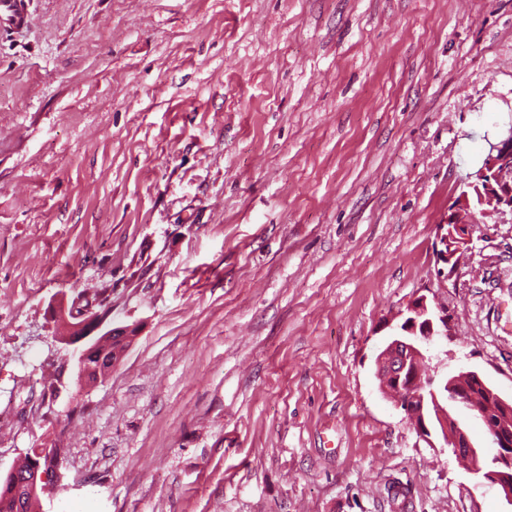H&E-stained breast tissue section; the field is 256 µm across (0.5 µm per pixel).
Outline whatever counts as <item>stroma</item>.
<instances>
[{"instance_id": "obj_1", "label": "stroma", "mask_w": 512, "mask_h": 512, "mask_svg": "<svg viewBox=\"0 0 512 512\" xmlns=\"http://www.w3.org/2000/svg\"><path fill=\"white\" fill-rule=\"evenodd\" d=\"M0 30V475L39 512H512L376 357L512 402V215L437 226L512 130V0H22ZM136 337L80 387L58 299ZM408 494L391 500L389 485ZM434 310L426 295L414 298L406 307L403 322L397 331L390 335L376 357L377 375L383 390L398 406L416 410L419 420L414 428L420 437L428 440L434 418L443 423L447 410L442 405L466 402L457 384L460 380L470 378L482 383L490 394L503 406H508L495 391L487 388L482 375L473 370L460 371L448 377L438 386L433 380L422 375L426 356L423 350L437 336L448 333V312L440 307ZM445 422V421H444ZM36 462L32 470L33 476L21 481H16L15 487L17 496H21L23 492H35L40 487L41 491L52 492L58 486L60 481L59 468L61 466V459L59 458L54 464H47L43 469L40 467V462L33 458Z\"/></svg>"}]
</instances>
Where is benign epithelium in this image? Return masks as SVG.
Segmentation results:
<instances>
[{"mask_svg": "<svg viewBox=\"0 0 512 512\" xmlns=\"http://www.w3.org/2000/svg\"><path fill=\"white\" fill-rule=\"evenodd\" d=\"M474 207L483 217L507 210L512 212V132L493 146L474 174V180L466 182V189L448 207L447 217L437 227L436 256L443 265L438 270L441 276L448 278L460 267L461 254L468 249L472 228L478 220L460 222L458 216L464 211H472ZM106 335L116 343L112 357V365L115 366L122 360L135 334L127 328H113ZM446 335L448 312L442 308L434 309L427 296L420 295L407 305L403 322L389 336L376 357L377 375L383 390L398 406L416 411L419 420L414 423V428L426 440L432 435L434 420H442L447 414L442 402H465L457 388L459 381L470 378L485 383L482 375L473 370L460 371L436 387L432 379L423 377L426 361L423 350L435 337ZM490 429L495 453L482 463L477 449L459 423L444 429L443 439L454 455L473 460L471 473L504 490L507 502L512 505V426L492 420ZM60 466L59 460L43 468L40 462H35L33 476L16 482L17 494L38 488L43 492L54 491L60 481Z\"/></svg>", "mask_w": 512, "mask_h": 512, "instance_id": "benign-epithelium-1", "label": "benign epithelium"}]
</instances>
